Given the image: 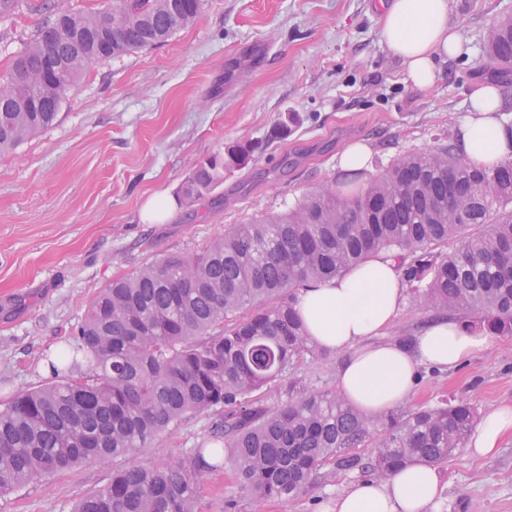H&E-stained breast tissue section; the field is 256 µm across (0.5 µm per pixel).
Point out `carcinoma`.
I'll use <instances>...</instances> for the list:
<instances>
[{
	"mask_svg": "<svg viewBox=\"0 0 512 512\" xmlns=\"http://www.w3.org/2000/svg\"><path fill=\"white\" fill-rule=\"evenodd\" d=\"M57 12L0 76V152L56 120L92 63L165 42L192 25L203 0H106ZM54 52L61 70L35 67ZM486 59L512 71V17L492 27ZM242 149L201 162L182 187L199 198L243 169ZM348 170L287 211L234 224L202 251L156 260L115 279L89 303L74 342L48 359L53 381L0 404V494L90 459L146 447L192 414L220 413L224 447L193 463L133 464L83 496L73 512H195L202 471L224 460L237 493L292 499L327 464L376 479L445 463L466 444L477 409L464 399L367 416L314 388L268 406L259 391L323 352L297 317L299 291L384 251L422 286V309L451 313L469 330L512 335V160L471 166L444 143L393 160L358 185ZM253 306L250 313L243 312ZM372 449V458L350 453Z\"/></svg>",
	"mask_w": 512,
	"mask_h": 512,
	"instance_id": "cac0c4a2",
	"label": "carcinoma"
}]
</instances>
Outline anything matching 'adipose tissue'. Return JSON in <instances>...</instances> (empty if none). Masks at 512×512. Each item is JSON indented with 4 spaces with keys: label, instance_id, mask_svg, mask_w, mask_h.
<instances>
[{
    "label": "adipose tissue",
    "instance_id": "adipose-tissue-1",
    "mask_svg": "<svg viewBox=\"0 0 512 512\" xmlns=\"http://www.w3.org/2000/svg\"><path fill=\"white\" fill-rule=\"evenodd\" d=\"M382 37L399 57L412 85L426 88L439 63L455 58L459 33L449 21L448 0H390ZM498 86L483 85L470 98L460 126L458 148L475 167L512 160V125L500 116ZM405 298L398 264L378 253L339 278L304 287L296 310L309 337L320 347L346 353L337 390L364 414L386 412L411 394L421 366L453 369L489 337L453 321H441L416 336L411 345L378 342ZM512 435V406L489 411L470 437L472 455L486 456ZM442 489L434 468L420 465L393 472L385 480L367 479L337 497L330 512H441Z\"/></svg>",
    "mask_w": 512,
    "mask_h": 512
}]
</instances>
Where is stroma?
<instances>
[{"label":"stroma","instance_id":"stroma-1","mask_svg":"<svg viewBox=\"0 0 512 512\" xmlns=\"http://www.w3.org/2000/svg\"><path fill=\"white\" fill-rule=\"evenodd\" d=\"M73 13L103 0H19L0 18V73L40 27L45 2ZM382 0H204L191 26L166 42L89 65L56 120L0 154V401L48 382L45 358L72 339L88 304L112 279L170 254L201 251L225 229L294 205L343 172L346 144L370 148L367 172L456 138L470 95L490 71L485 44L512 0H449L461 57L441 63L435 83L414 87L383 42ZM288 112L304 121L271 140ZM257 144L249 164L210 194L188 202L180 188L225 146ZM178 198L176 218L146 224L140 209L156 193ZM433 319L413 288L383 336L403 342ZM344 354L283 373L264 389L268 405L290 390L336 386ZM405 412L466 399L479 414L512 404V335L492 336L459 368L421 367ZM205 411L118 458L43 477L0 495V512H72L113 471L142 462H190L215 433ZM446 512H512V437L494 454L467 450L436 465ZM360 470L324 466L297 498L238 496L232 470L204 475L198 512H328L362 480Z\"/></svg>","mask_w":512,"mask_h":512}]
</instances>
